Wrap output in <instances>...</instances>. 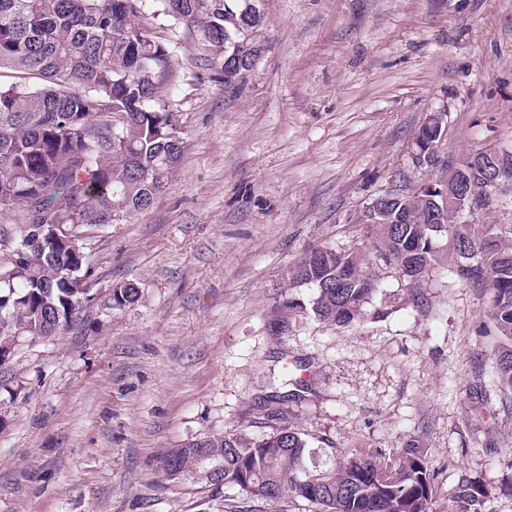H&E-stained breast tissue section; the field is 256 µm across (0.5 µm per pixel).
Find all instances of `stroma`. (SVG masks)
Masks as SVG:
<instances>
[{"instance_id":"obj_1","label":"stroma","mask_w":512,"mask_h":512,"mask_svg":"<svg viewBox=\"0 0 512 512\" xmlns=\"http://www.w3.org/2000/svg\"><path fill=\"white\" fill-rule=\"evenodd\" d=\"M263 47L225 86L223 56L164 17L169 91L187 141L164 194L132 223L100 228L90 263L138 301L95 303L0 370V512H235L237 490L162 480L161 453L227 431L261 438L287 421L316 451L419 449L430 512L462 478L512 512V392L489 298L453 274V231L422 301L383 266L363 321L337 326L288 278L311 249L361 247L363 212L421 182L420 126L445 115L441 158L512 152V0H261ZM466 224L512 230V184ZM303 309L282 313L290 294ZM109 299L106 308L123 309L138 300L139 289L132 283L110 287Z\"/></svg>"}]
</instances>
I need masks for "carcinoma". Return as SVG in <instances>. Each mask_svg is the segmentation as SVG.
<instances>
[{
	"label": "carcinoma",
	"mask_w": 512,
	"mask_h": 512,
	"mask_svg": "<svg viewBox=\"0 0 512 512\" xmlns=\"http://www.w3.org/2000/svg\"><path fill=\"white\" fill-rule=\"evenodd\" d=\"M245 0H0V213L23 207L16 236L0 231V351L15 340L51 338L68 329L96 299L88 263V232L124 224L148 209L181 163L184 137L170 136L177 119L166 90L177 70L172 42L143 26L163 16L170 30L197 33L224 47V84L250 71L260 48L245 32L261 16L242 14ZM243 32L225 45V31ZM388 218L370 228L367 250L325 248L306 253L289 287L317 289L312 311L347 325L363 318L380 288L370 265L403 270L413 255L414 279L436 261L426 239L440 215L420 190L385 205ZM455 274L491 295L492 321L512 342V242L493 228L461 224L455 234ZM132 283L110 289L107 308L138 300ZM512 391V346L498 360ZM314 450L288 424L263 438L244 432L205 436L163 453L167 481L191 476L250 500L274 502L285 493L319 512H430L432 474L420 452L395 456L378 449L352 454L327 471H310ZM477 480L452 494L453 512H484Z\"/></svg>",
	"instance_id": "1"
}]
</instances>
